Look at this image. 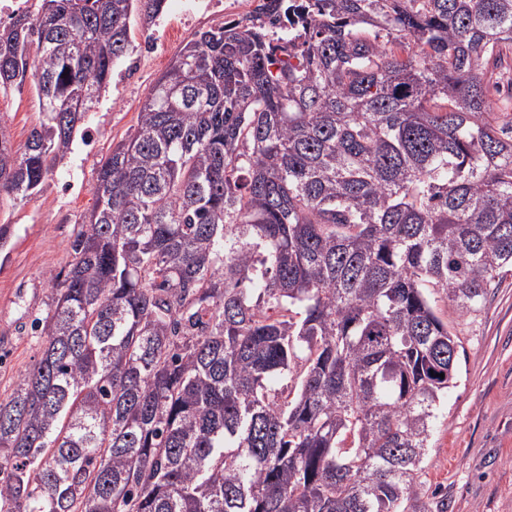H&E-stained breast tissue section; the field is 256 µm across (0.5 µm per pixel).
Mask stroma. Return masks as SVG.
<instances>
[{
    "mask_svg": "<svg viewBox=\"0 0 512 512\" xmlns=\"http://www.w3.org/2000/svg\"><path fill=\"white\" fill-rule=\"evenodd\" d=\"M194 36L154 33L156 48L135 59L136 75L114 81L84 126L92 142L75 139L32 199L0 206L8 228L0 247V395L11 393L21 371L39 356L32 324L48 310L51 279L67 263L85 214L93 207L100 161L133 129L142 104L175 53ZM40 119L32 81L0 96V121L22 146ZM431 298L458 342L455 378L422 463L425 498L447 512H512V272L500 273L485 300L468 313Z\"/></svg>",
    "mask_w": 512,
    "mask_h": 512,
    "instance_id": "1",
    "label": "stroma"
}]
</instances>
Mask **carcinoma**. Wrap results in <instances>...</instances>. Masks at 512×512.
Listing matches in <instances>:
<instances>
[{
  "label": "carcinoma",
  "instance_id": "obj_1",
  "mask_svg": "<svg viewBox=\"0 0 512 512\" xmlns=\"http://www.w3.org/2000/svg\"><path fill=\"white\" fill-rule=\"evenodd\" d=\"M166 0L0 29V201L38 192ZM175 54L0 397V512H432L467 313L512 267V0H270ZM86 100L80 112L70 103ZM444 377H439V374ZM0 116L15 147L22 146L41 118L39 100L31 78L21 88L0 96Z\"/></svg>",
  "mask_w": 512,
  "mask_h": 512
}]
</instances>
